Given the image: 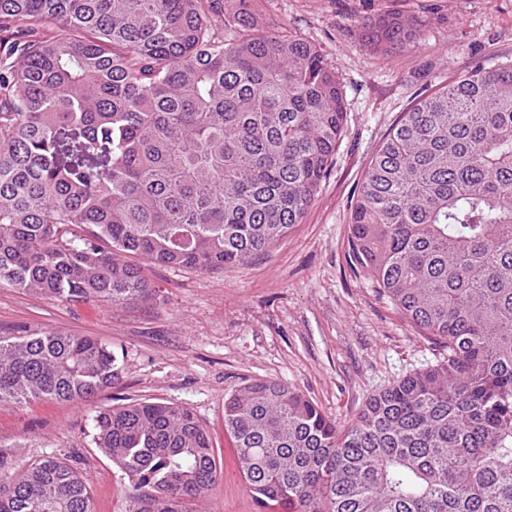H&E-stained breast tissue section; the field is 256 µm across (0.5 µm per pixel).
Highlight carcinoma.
Wrapping results in <instances>:
<instances>
[{"label":"carcinoma","instance_id":"cac0c4a2","mask_svg":"<svg viewBox=\"0 0 512 512\" xmlns=\"http://www.w3.org/2000/svg\"><path fill=\"white\" fill-rule=\"evenodd\" d=\"M422 24L361 23L385 52ZM346 117L336 75L236 0H0V283L66 301L157 297L129 254L220 270L300 223ZM107 160L97 161L100 154ZM358 262L448 357L338 427L275 380L224 400L256 503L297 512H512V65L422 97L372 157L352 212ZM120 378L90 336H0V406L80 404ZM94 443L142 493L188 512L221 477L184 406L122 404ZM0 512H93L88 482L40 459Z\"/></svg>","mask_w":512,"mask_h":512}]
</instances>
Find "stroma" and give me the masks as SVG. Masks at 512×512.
Wrapping results in <instances>:
<instances>
[{"label":"stroma","mask_w":512,"mask_h":512,"mask_svg":"<svg viewBox=\"0 0 512 512\" xmlns=\"http://www.w3.org/2000/svg\"><path fill=\"white\" fill-rule=\"evenodd\" d=\"M239 8L309 41L334 71L347 120L329 175L301 223L266 254L210 272L149 270L159 300L71 303L0 285V336H89L122 367L112 388L79 405L1 406L0 481L56 457L87 480L94 512H128L139 491L96 448L95 417L150 399L192 409L223 462L220 485L195 512H260L224 429L235 389L276 380L344 425L372 396L447 356L356 263L351 212L403 112L475 63L512 64V0H241ZM387 13L420 20V43L370 48L360 25Z\"/></svg>","instance_id":"obj_1"}]
</instances>
